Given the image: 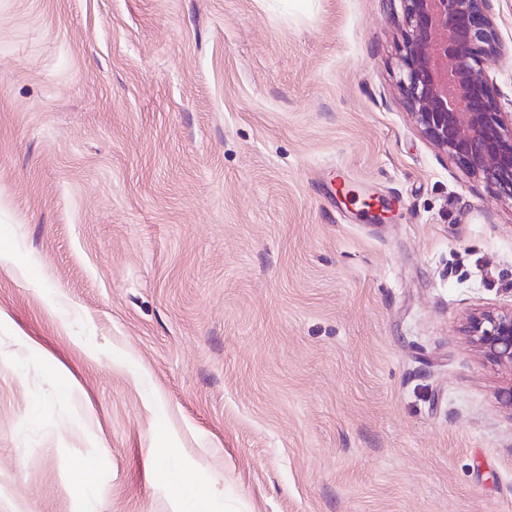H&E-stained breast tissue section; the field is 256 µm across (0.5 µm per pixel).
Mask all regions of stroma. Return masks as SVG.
I'll return each instance as SVG.
<instances>
[{"label": "stroma", "mask_w": 512, "mask_h": 512, "mask_svg": "<svg viewBox=\"0 0 512 512\" xmlns=\"http://www.w3.org/2000/svg\"><path fill=\"white\" fill-rule=\"evenodd\" d=\"M400 0H0V512H512V199L425 139ZM92 486H85L86 471ZM463 331L469 344L488 362L512 368V308L473 313ZM168 484L187 512L206 511L207 487L196 479H187L183 472H167Z\"/></svg>", "instance_id": "35a3bbf8"}]
</instances>
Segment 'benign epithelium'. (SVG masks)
Returning a JSON list of instances; mask_svg holds the SVG:
<instances>
[{
    "label": "benign epithelium",
    "mask_w": 512,
    "mask_h": 512,
    "mask_svg": "<svg viewBox=\"0 0 512 512\" xmlns=\"http://www.w3.org/2000/svg\"><path fill=\"white\" fill-rule=\"evenodd\" d=\"M406 25L400 83L413 121L474 179L512 199V113L501 111L484 58L505 49L491 0H401ZM488 362L512 368V308L485 309L463 326Z\"/></svg>",
    "instance_id": "7a95c632"
}]
</instances>
